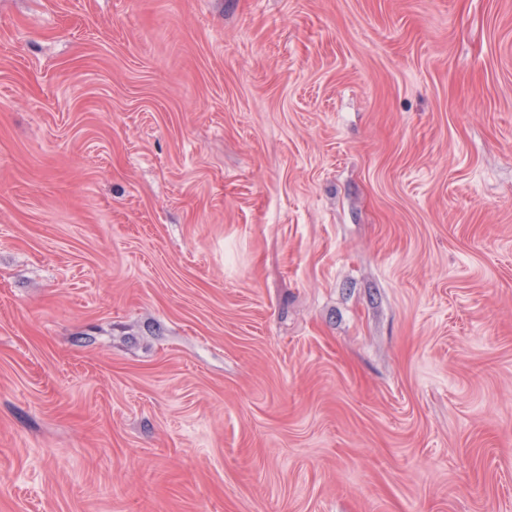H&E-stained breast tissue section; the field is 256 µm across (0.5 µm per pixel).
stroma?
Wrapping results in <instances>:
<instances>
[{"instance_id":"1","label":"stroma","mask_w":512,"mask_h":512,"mask_svg":"<svg viewBox=\"0 0 512 512\" xmlns=\"http://www.w3.org/2000/svg\"><path fill=\"white\" fill-rule=\"evenodd\" d=\"M0 512H512V0H0Z\"/></svg>"}]
</instances>
